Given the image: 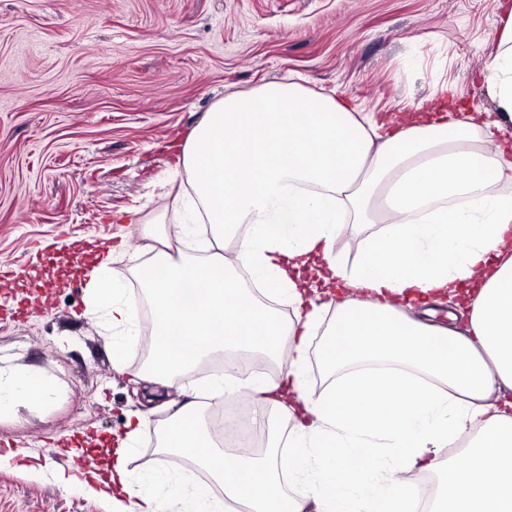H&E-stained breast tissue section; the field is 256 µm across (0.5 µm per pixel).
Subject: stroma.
I'll list each match as a JSON object with an SVG mask.
<instances>
[{
  "label": "stroma",
  "mask_w": 512,
  "mask_h": 512,
  "mask_svg": "<svg viewBox=\"0 0 512 512\" xmlns=\"http://www.w3.org/2000/svg\"><path fill=\"white\" fill-rule=\"evenodd\" d=\"M499 0H0V369L40 377V404L0 412V512H110L58 486L75 470L70 435L124 434L148 418L132 462L157 466L166 420L134 380L137 354L116 370L85 275L119 240L111 272L135 293L133 266L151 257L142 225L174 233L191 193L179 146L217 100L288 79L336 92L359 112L400 115L444 83L464 111L494 104L481 80L494 59ZM137 212L136 224L114 216ZM373 224H348L332 256L364 259ZM82 252L81 263L71 256ZM44 298L35 317L32 298ZM48 471H23V453Z\"/></svg>",
  "instance_id": "35a3bbf8"
}]
</instances>
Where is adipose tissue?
<instances>
[{
  "instance_id": "adipose-tissue-1",
  "label": "adipose tissue",
  "mask_w": 512,
  "mask_h": 512,
  "mask_svg": "<svg viewBox=\"0 0 512 512\" xmlns=\"http://www.w3.org/2000/svg\"><path fill=\"white\" fill-rule=\"evenodd\" d=\"M500 53L484 78L496 103L476 117L442 108L402 122L356 112L331 93L275 82L216 101L188 136L176 164L193 185L178 236L209 227L216 251L200 261L164 244L136 266L142 300L111 278L108 261L85 284L102 314L113 361L123 365L141 305L152 319V350L139 371L148 401L184 389L192 367L217 354L224 370L212 393L243 390L269 430L291 424L288 454L261 456L217 446L199 404H170L159 457L206 471L222 500L172 489V476L134 477L131 463L145 415L128 419L107 477L58 471L55 480L105 500L113 512H412V471L444 470L429 512H512V9ZM377 214L352 271L332 261L347 222ZM248 225L232 255L227 232ZM250 268L267 295L287 294L293 318L261 303L235 272ZM449 300L467 310L462 328L417 317L418 304ZM333 318L319 352L334 380L307 392L309 337L325 310ZM275 363L274 378L238 386L239 356ZM47 397L35 376L0 377V409ZM471 441L441 461L442 448ZM312 472L313 493L288 494L287 467Z\"/></svg>"
}]
</instances>
